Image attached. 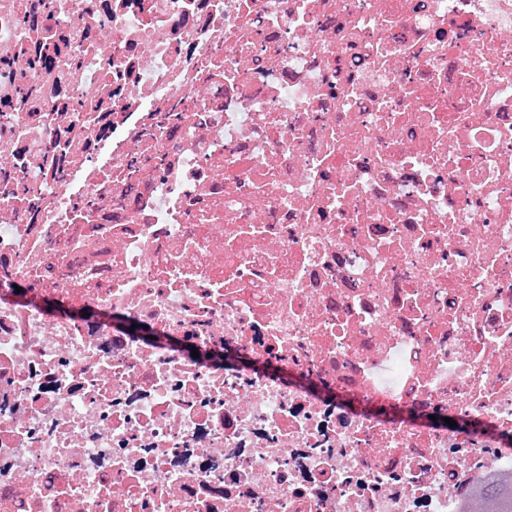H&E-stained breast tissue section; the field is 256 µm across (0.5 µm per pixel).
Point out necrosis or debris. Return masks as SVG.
<instances>
[{
	"label": "necrosis or debris",
	"mask_w": 512,
	"mask_h": 512,
	"mask_svg": "<svg viewBox=\"0 0 512 512\" xmlns=\"http://www.w3.org/2000/svg\"><path fill=\"white\" fill-rule=\"evenodd\" d=\"M509 468L512 0H0V512Z\"/></svg>",
	"instance_id": "4bbe7bcc"
}]
</instances>
